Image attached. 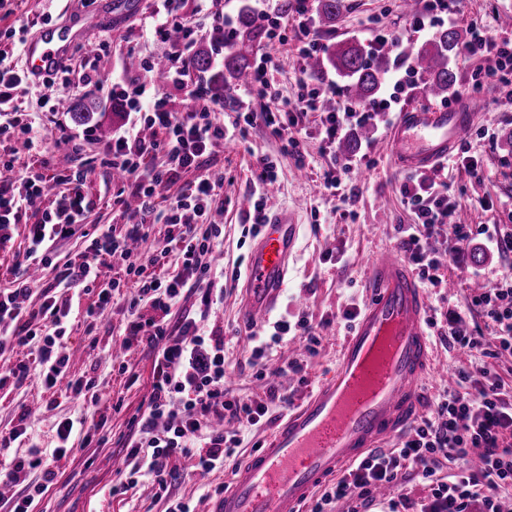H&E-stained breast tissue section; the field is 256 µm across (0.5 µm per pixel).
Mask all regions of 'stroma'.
Here are the masks:
<instances>
[{
	"mask_svg": "<svg viewBox=\"0 0 512 512\" xmlns=\"http://www.w3.org/2000/svg\"><path fill=\"white\" fill-rule=\"evenodd\" d=\"M154 0H0V49L11 52L18 68H25L22 45L12 38L13 31L25 30L35 36L43 25L79 30L69 46L68 74L55 80V111L38 108L39 95L19 87L18 102L38 131L49 151L25 150L11 129L0 130V164L12 163L17 171L33 170L47 180L61 176L80 179L88 201L82 217L86 231L121 228L123 220L112 202L120 188L104 162L106 143L121 123L122 105L107 93H90L83 86L80 63L89 49L100 48L99 68L127 82H140L147 76V63L166 61L170 46L146 32L143 21L155 9ZM452 27L461 38H468L473 22L486 24L491 35H512V0H456ZM404 0H345V7L331 24L313 17L312 26L321 43L354 40L361 44L366 58H373L376 45L373 28L390 32L394 54L413 60L434 32L418 33L412 25ZM296 40L285 42L261 39L255 54L270 55L277 67L273 90L280 100L292 102L303 90L304 72L297 57ZM486 62L456 50L448 55V67L455 76V91H468L479 112L471 131L459 145L477 161L481 176H473L456 160L431 171V178L448 184V223L512 224V97L492 89L469 92L468 82ZM92 105L93 112L82 123H75L72 111L77 102ZM289 135L300 136L301 155L283 153V138L270 128L256 125L247 137L232 136L212 147L202 169L223 174L222 202L214 203L212 220L223 227V246L216 262L231 272L236 261L247 257L253 238L247 229L255 217L248 204L256 181L260 159L272 160L277 179L266 195V211L285 210L298 226L297 241L288 261V279L275 309L261 322L248 323L243 307L242 282H228L223 291L213 292L209 305H202L197 293L184 294L171 309L172 320L185 316L203 317L207 332L224 339L225 385L231 395L265 403L268 413L263 427L239 430L236 422L225 421V431H240L242 453L261 445L268 427L284 413L278 397L287 395L296 404L327 375L338 362L340 346L350 327L343 313L350 307H363L369 294L365 288L368 268L374 257L393 246L400 224H412L416 216L404 202L400 187L407 174L395 171L388 154L386 131L352 127L342 134L341 153L354 156L367 152L369 165L352 169L342 178L337 192L325 189L323 174L332 163L324 151L319 117L300 118ZM39 207L30 208L20 223L0 228V289L10 287L20 276V264L28 246V227L42 216ZM435 257L447 265L452 288H430L426 294L430 308L441 311L465 308L475 282H486L512 269V264L472 244L465 257L470 266L463 272L448 262V245L442 237L431 240ZM84 238L61 241L51 266L38 274L43 287H56L66 301V340L70 346L68 373L71 378L93 380L95 400L66 394L64 386L45 388L38 379L23 385L0 383V428L26 420L30 433L41 447L53 445L57 426L66 418L86 417L97 422L98 430L87 444L75 445L67 457L54 463L56 477L41 496L35 512H167L171 498L188 502L192 512H209L211 503L231 481L232 467L216 469L199 476L190 473V463L178 459L182 475L161 496L156 485L140 480L137 487L122 496L109 493L113 463L125 459L122 438L133 417L146 408L150 395L155 353L144 345L126 346L124 328L130 317L128 298L113 299L111 305L96 310V292L76 287L57 288L67 262L84 250ZM307 319L321 336L317 355H308L299 339L269 344L262 362L267 378L258 380L250 365L254 343L252 333L271 330L274 322ZM435 369L422 381L423 416H432L439 395L457 389L458 373L476 367L477 358L454 348L440 335H432ZM291 360L307 361L304 377L280 380L277 369ZM122 361L125 373L113 371ZM505 389L512 392V356L502 355L482 361Z\"/></svg>",
	"mask_w": 512,
	"mask_h": 512,
	"instance_id": "stroma-1",
	"label": "stroma"
}]
</instances>
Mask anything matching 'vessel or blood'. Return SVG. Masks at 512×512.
Returning a JSON list of instances; mask_svg holds the SVG:
<instances>
[{"label": "vessel or blood", "mask_w": 512, "mask_h": 512, "mask_svg": "<svg viewBox=\"0 0 512 512\" xmlns=\"http://www.w3.org/2000/svg\"><path fill=\"white\" fill-rule=\"evenodd\" d=\"M71 30L42 27L27 40L30 81L68 61ZM476 114L467 97L447 110L401 112L387 140L395 166L426 172L447 159ZM297 224L280 210L266 220L247 259L245 314L260 321L286 284ZM366 286L370 299L345 340L335 372L300 406L289 409L265 448L240 468L231 491L213 512H297L313 488L344 465L405 433L419 408L420 382L431 361L424 329L426 301L398 250L374 259Z\"/></svg>", "instance_id": "obj_1"}]
</instances>
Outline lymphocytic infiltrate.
I'll list each match as a JSON object with an SVG mask.
<instances>
[{"label":"lymphocytic infiltrate","mask_w":512,"mask_h":512,"mask_svg":"<svg viewBox=\"0 0 512 512\" xmlns=\"http://www.w3.org/2000/svg\"><path fill=\"white\" fill-rule=\"evenodd\" d=\"M180 4L181 0H161L155 12L154 36L164 40L171 29L183 32L182 40L171 45L162 84H108L100 77L97 52H87L83 59L85 88H111L113 96L124 104L126 114L136 115L139 122L138 127L118 131L105 150L110 169L122 177L138 205L123 206L121 233L107 229L89 236L84 251L68 263L62 283L70 288L90 286L100 278L102 268L115 266L120 274L112 278L111 288L100 291L101 304H110L113 290L128 281L136 288L138 301L149 304L154 311L150 317L134 316L124 329L126 344L148 346L156 350L157 356L152 392L143 414L131 422L126 465L112 484L115 495L128 493L143 477L152 479L160 491L169 492L180 478L170 466L177 457L194 459V471L201 475L226 466L235 459L243 440L239 434L215 430L214 419L229 417L256 429L263 425L268 412L264 404L229 397L224 388L223 337L205 334L199 320L193 318L175 324L168 319L172 306L185 292L209 293L221 286L211 276V257L221 243L222 227L210 222L209 213L224 186L223 174L200 176L166 205V236L176 244V251L165 248L145 256L131 247L132 242L148 236L150 227L145 217L160 189L176 181L182 172L199 168L202 157L226 134L223 125L212 120L218 102L205 91L202 80L190 75L195 29L193 21L182 14ZM463 50L486 58L484 78L494 79L500 90L512 89V37L491 38L485 25L476 22ZM271 71L267 61L256 66L246 92L251 98L267 101L269 107L258 114L238 113L233 128L239 135H246L259 120L274 134L282 133V112L271 90ZM416 75L413 66L401 64L395 71L392 94L358 111L323 112L324 96L336 93L332 81L300 94L294 109L302 114L321 112L322 140L332 150L346 125L386 122L396 92L413 87ZM26 81L25 73L16 70L7 56L0 55V112H13L15 135L28 148L34 145L37 133L14 103L15 90ZM171 86L184 91L192 103L190 112H173L167 92ZM144 127L153 131L152 139L141 136ZM152 153L164 155L165 168L146 164V157ZM12 170L11 164L0 165L1 224L17 220L23 206L41 199L48 191L42 175L28 172L16 176ZM401 193L417 221L398 225L397 247L426 287L438 288L446 281L442 265L429 247L433 236H444L456 246L482 238L500 256H512L511 224L445 223L446 182L409 181L403 184ZM85 209L79 189L61 196L55 213L45 214L41 223L31 225L27 261L38 266L50 264L55 244L76 235L77 221ZM33 287V280L19 277L12 287L0 289V381L25 382L35 369L44 385L53 387L62 381L74 397L86 396L91 383L71 379L67 372L64 323L68 312L49 295L39 310L24 309L19 300ZM470 306L492 321V336L461 330L462 315L454 311L441 321L430 318L429 328L438 329L453 346L474 356L512 355V274L487 282L471 295ZM30 344L37 347L36 366L5 360V353ZM459 378L464 391L444 394L436 403L435 417L421 420L398 448L372 451L348 468L317 501L313 512H326L327 505L340 500L349 502L348 512H367L375 500V489L385 484L403 485L407 468L416 472L427 489L420 512H501L500 493L512 487V394L483 367L460 372ZM89 431L86 419H64L56 429L55 447L46 450L28 443L25 424L1 428L0 453L22 443L28 446L25 455L10 461L9 479L23 475L27 482L6 499L8 512H33L36 499L55 478L48 459L65 457L74 447V436ZM467 457L478 458L479 467L459 472L448 482L438 481L436 474L444 463Z\"/></svg>","instance_id":"obj_1"}]
</instances>
